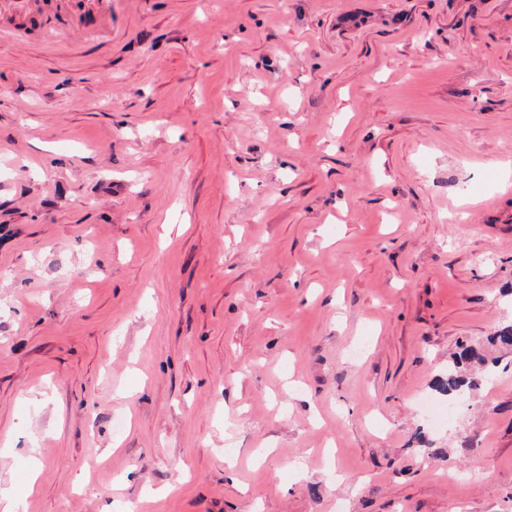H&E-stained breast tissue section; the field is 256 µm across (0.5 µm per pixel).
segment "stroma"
<instances>
[{"label":"stroma","mask_w":512,"mask_h":512,"mask_svg":"<svg viewBox=\"0 0 512 512\" xmlns=\"http://www.w3.org/2000/svg\"><path fill=\"white\" fill-rule=\"evenodd\" d=\"M510 318L512 0L0 13L22 512H512ZM466 363L485 365L486 360L477 354L473 348L466 349L459 356H455L448 363V379L443 386L449 398H456L468 389L477 386V381L468 375L469 367Z\"/></svg>","instance_id":"1"}]
</instances>
